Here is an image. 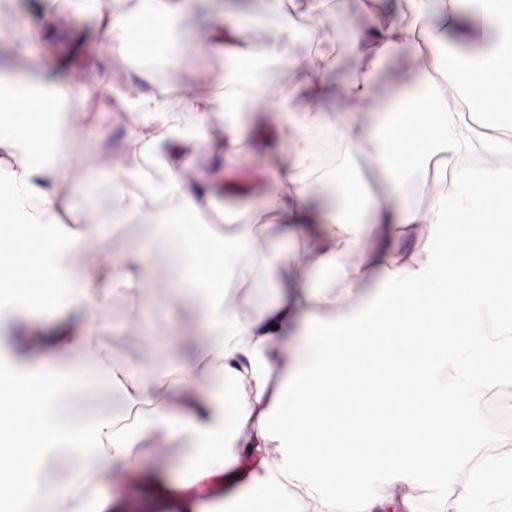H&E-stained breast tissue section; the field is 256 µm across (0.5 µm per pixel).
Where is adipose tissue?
<instances>
[{
    "instance_id": "ef3b65f1",
    "label": "adipose tissue",
    "mask_w": 512,
    "mask_h": 512,
    "mask_svg": "<svg viewBox=\"0 0 512 512\" xmlns=\"http://www.w3.org/2000/svg\"><path fill=\"white\" fill-rule=\"evenodd\" d=\"M381 25L367 30L352 14L359 65L342 80L324 72L338 57L321 46L318 63L299 84L272 86L254 72L256 55L296 64L298 28L282 17V0H265L277 24L263 27L251 13L227 11L207 35L208 53L224 55L233 73L222 87L176 98L137 100L144 114L113 179L111 204L67 244L78 253L100 240L115 219L145 226L143 244L85 270L58 250L56 208L82 212L96 178L71 185L72 160L44 161L38 147L62 107L77 108L82 85L62 81L28 90L23 110L0 122V143L21 146L27 159L11 174V239H0V264L16 255L27 273L0 286V296L35 297L38 310H74L81 324L22 332L55 352L63 391L29 389L0 405V445L24 439L36 464L0 466V512L17 504L32 512H128L127 497L105 491L118 472L138 468L135 434L145 430L180 445L188 465L179 480L144 474L141 508L200 512L194 485L245 475L247 487L227 498L225 512H290L293 489L309 512H419L410 496L366 488L422 482L448 486L452 512H512V455H476L467 438L481 412L465 387L512 386V271L480 282L471 272L486 258L512 263V174L498 160L512 156V0H458L464 59L445 48L440 27L413 32L408 18L442 11L446 0H399ZM180 7L142 0L138 20L165 46L171 71L198 56L196 43L173 42ZM401 57L406 69L390 95L375 101L382 66ZM474 95L479 112L464 116L449 91ZM375 102L379 119L360 123L331 104ZM273 107L274 147L284 160L262 194L244 205L226 203L213 187L256 134L251 118ZM224 120V143L208 137L213 115ZM220 151L223 164L188 173L182 147ZM373 160L387 186L370 194L354 159ZM436 188L426 207L403 204L412 173ZM426 232L412 249L399 247L407 225ZM268 268L283 260L282 240L312 245L318 269L339 272L334 290L310 287L307 273L286 282L270 304L234 302L231 281L253 277L250 253L257 232ZM165 251L181 286L169 301L200 312L203 336L194 353L171 369L116 365L96 339L92 312L111 296L145 294L153 252ZM68 273L58 287L48 264ZM452 372L454 384L442 376ZM118 388L128 407L149 405L133 425L93 417L79 395L101 382ZM283 463H267L269 449ZM466 473L461 489L454 478Z\"/></svg>"
}]
</instances>
